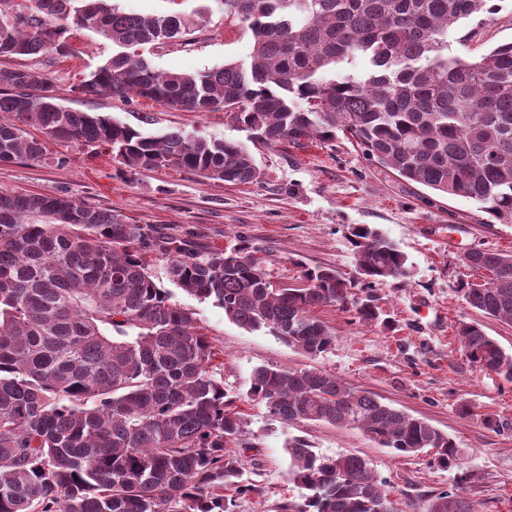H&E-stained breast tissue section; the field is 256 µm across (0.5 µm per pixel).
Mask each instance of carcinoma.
Returning a JSON list of instances; mask_svg holds the SVG:
<instances>
[{
    "label": "carcinoma",
    "mask_w": 512,
    "mask_h": 512,
    "mask_svg": "<svg viewBox=\"0 0 512 512\" xmlns=\"http://www.w3.org/2000/svg\"><path fill=\"white\" fill-rule=\"evenodd\" d=\"M495 10L492 0H224V14L252 32L249 61L187 73L157 70L138 47L190 31L198 13L36 0L29 15L0 14V58L68 54L51 19L72 16L121 48L74 93L222 110L267 146L325 144L340 132L377 165L512 224V42L476 59L448 55L454 24ZM358 56L367 63L360 77L343 70ZM0 112L17 119L0 124V163L44 159L26 131L36 126L93 154L108 149L130 173L175 167L230 184L259 179L240 142L152 136L69 110L49 74L26 66L0 67ZM350 240L358 279L317 266L307 285L276 288L242 242L214 251L66 196L0 194V512H234V494L261 490L243 479L245 420L211 367L218 352L195 312L171 301L145 256L165 261L169 281L212 300L229 321L315 357L334 341L317 308L336 304L385 326L375 297L353 289L409 277L407 257L377 229L353 226ZM464 261L488 273L466 284L468 307L512 322V255L475 249ZM457 336L472 363L512 383V353L481 324L463 320ZM247 397L282 423L355 426L399 455L425 452L440 467L462 460L426 420L316 368L259 366ZM285 450L289 478L308 494L280 512H398L369 459L320 454L299 436ZM429 512L478 510L455 490Z\"/></svg>",
    "instance_id": "cac0c4a2"
}]
</instances>
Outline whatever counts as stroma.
Listing matches in <instances>:
<instances>
[{
	"instance_id": "1",
	"label": "stroma",
	"mask_w": 512,
	"mask_h": 512,
	"mask_svg": "<svg viewBox=\"0 0 512 512\" xmlns=\"http://www.w3.org/2000/svg\"><path fill=\"white\" fill-rule=\"evenodd\" d=\"M120 9L143 15L191 14L204 22L194 33L146 47L144 57L161 71L203 72L247 60L251 32L225 16L222 0H113ZM70 56L23 57L24 65L48 72L65 107L100 112L146 134L181 129L209 139L246 143L261 172L260 181L230 185L172 168L122 175L108 152L96 155L77 145L45 140L42 161L0 163V192L65 195L87 206L110 209L131 224L223 251L246 241L275 287H300L307 269L325 266L356 276L348 228L380 229L408 257L406 281L377 283L372 293L393 329L359 323L335 306L318 317L334 331L332 347L303 355L268 330L250 331L230 322L213 301L171 285L165 263L148 256L158 285L172 302L195 312L202 333L219 348L218 375L239 408L253 444L246 451V475L258 492L235 498V512H277L281 503L302 501L304 488L288 479L287 437L306 438L317 452L354 453L370 460L403 512H428L439 493L458 489L478 512H512V383L473 365L455 330L462 320H480L486 333L512 352V325L479 317L461 293L481 273L463 261L472 248L512 254V224H498L476 204L439 195L371 162L344 137L323 145L266 146L250 142L223 112H179L131 96L84 97L73 93L91 70L117 48L95 32L64 20ZM512 41V0H500L495 14L460 21L448 31V53L476 57ZM316 368L370 391L384 402L422 418L463 448L462 466L442 468L430 455L399 456L380 447L356 427L318 422L283 424L263 404L247 400L254 368ZM499 423L492 430L485 416Z\"/></svg>"
}]
</instances>
